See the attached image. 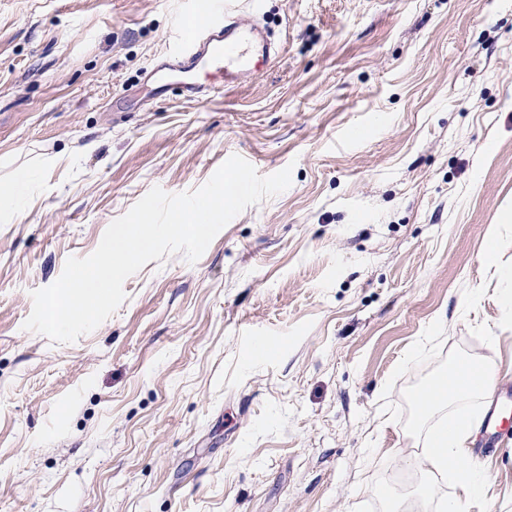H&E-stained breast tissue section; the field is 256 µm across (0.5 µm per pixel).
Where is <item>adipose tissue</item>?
I'll return each mask as SVG.
<instances>
[{
	"instance_id": "ef3b65f1",
	"label": "adipose tissue",
	"mask_w": 512,
	"mask_h": 512,
	"mask_svg": "<svg viewBox=\"0 0 512 512\" xmlns=\"http://www.w3.org/2000/svg\"><path fill=\"white\" fill-rule=\"evenodd\" d=\"M469 360L454 358L448 362L446 378L426 384L416 396L418 411L422 417H433L441 406L462 402L488 394L499 379L498 370L491 365L483 366L479 386L459 383L457 377L469 368ZM475 424L472 420L445 419L435 422L426 436L422 452L412 461L423 476L417 494L421 501H429L431 486L429 477L453 478L459 489V499L469 500L478 494L470 482L463 464L467 454L466 444Z\"/></svg>"
}]
</instances>
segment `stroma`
I'll list each match as a JSON object with an SVG mask.
<instances>
[{
  "mask_svg": "<svg viewBox=\"0 0 512 512\" xmlns=\"http://www.w3.org/2000/svg\"><path fill=\"white\" fill-rule=\"evenodd\" d=\"M186 6L0 0V512L416 504L414 391L465 357L503 378L457 413L512 394V0H240L281 54L199 101L144 83ZM234 154L290 188L77 341L24 330L67 258ZM465 464L466 512H512V431Z\"/></svg>",
  "mask_w": 512,
  "mask_h": 512,
  "instance_id": "stroma-1",
  "label": "stroma"
}]
</instances>
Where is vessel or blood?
<instances>
[{
  "instance_id": "b4317fda",
  "label": "vessel or blood",
  "mask_w": 512,
  "mask_h": 512,
  "mask_svg": "<svg viewBox=\"0 0 512 512\" xmlns=\"http://www.w3.org/2000/svg\"><path fill=\"white\" fill-rule=\"evenodd\" d=\"M271 61L279 46L232 0H193L176 20L175 47L148 73L157 87L178 85L183 96L201 99L223 92L254 74L255 57Z\"/></svg>"
}]
</instances>
